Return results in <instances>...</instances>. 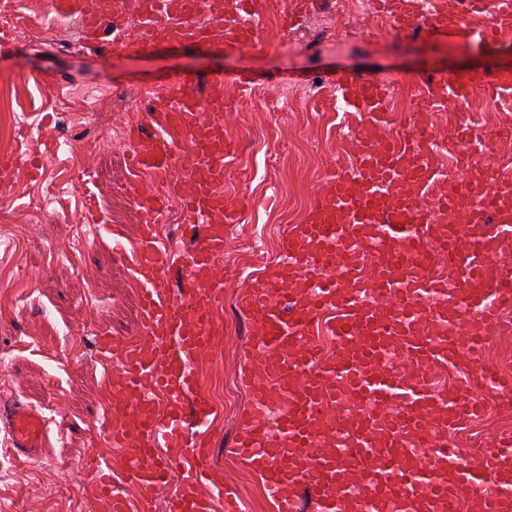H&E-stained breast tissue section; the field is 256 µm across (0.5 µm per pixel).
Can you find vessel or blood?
<instances>
[{"instance_id": "1", "label": "vessel or blood", "mask_w": 512, "mask_h": 512, "mask_svg": "<svg viewBox=\"0 0 512 512\" xmlns=\"http://www.w3.org/2000/svg\"><path fill=\"white\" fill-rule=\"evenodd\" d=\"M131 3L144 50L260 43L259 0H237L235 19L214 15L203 27H176L168 18L203 8L205 0ZM382 3L403 30L461 27L452 0ZM470 5L488 15L475 39L490 42L512 31V0ZM50 6L78 19L84 44L125 49L112 0ZM336 83L356 111L348 135L355 163L332 168L306 220L280 236L275 259L239 298L250 317L253 379L233 450L257 469L275 512H512V437L466 460L453 449L451 433L486 394L502 395L512 409V374L495 373L481 358L486 340L512 313V270L501 265L503 247L512 245V200L505 197L512 168L490 152L470 153V123L462 121V176L447 200H437L431 128L440 98L414 113L403 132L389 134L381 82L340 76ZM204 84L201 94L197 82L171 81L168 108L151 116L153 132L128 128L127 191L141 235L126 260L136 274L141 320L134 335L96 336L109 391L99 420L108 450L89 454L84 468L105 512H146L173 473L178 487L166 512H245L239 493L214 476L206 448L213 409L198 379L224 298V277L215 271L224 227L241 219L221 189L224 160L237 151L224 130V102L248 81L211 74ZM437 86L466 104L478 91L511 90L512 70L443 74ZM187 139L194 142L191 161L180 149ZM40 167L20 146L1 147L0 188L35 178ZM173 193L198 227L175 258L157 234ZM318 327L336 338L330 356L314 341ZM396 345L420 366L418 377L382 362V349ZM438 366L456 372L451 392L431 390L429 371ZM342 399L372 412L336 414ZM0 425L17 453L33 460L50 421L15 402L0 404ZM329 435L346 438L347 451L325 448Z\"/></svg>"}]
</instances>
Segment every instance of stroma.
Listing matches in <instances>:
<instances>
[{
  "label": "stroma",
  "instance_id": "stroma-1",
  "mask_svg": "<svg viewBox=\"0 0 512 512\" xmlns=\"http://www.w3.org/2000/svg\"><path fill=\"white\" fill-rule=\"evenodd\" d=\"M317 2L315 13L290 29L264 9L263 42L250 50L90 51L57 40L51 30L37 44L0 46V107L14 114L8 137L45 161L40 180L19 179L18 192L7 193L10 219L0 223V239L11 243L0 248V397L36 406L63 427L50 432L41 457L31 462L13 455L0 429V468L19 475L18 482H0V512L19 502L25 512H102L83 472L85 453L98 445L104 403L95 334L130 336L139 327V291L119 254L137 243L141 226L127 192L126 153H100L94 143L118 121H140V113L120 105L131 88L214 72L246 76L249 85L227 101L224 114L238 145L226 167L224 196L241 207L242 218L224 230V351L206 377L220 379L234 401L217 408L209 448L217 478L240 492L247 512H273L258 472L230 452L251 385L245 359L250 321L237 298L274 257L278 236L306 219L331 157L340 153L336 133L348 131L351 119L336 75L377 76L395 110L411 95H429L436 75L512 69V37L466 46L440 33L407 37L390 23L374 35L364 17L351 15L341 18L332 39L319 18L335 0ZM38 72L73 74L83 87L48 97L30 79ZM287 84L302 89L305 108L279 119L265 103ZM103 100L108 111H94ZM332 101L337 111L330 114ZM58 140L85 150L74 158L48 154L47 145ZM47 191L59 196L52 221L29 206L30 196ZM250 237L262 239L267 251L248 277L239 273L246 257L236 242ZM32 266L40 269L38 286L15 287L14 278ZM62 470L75 478L60 490Z\"/></svg>",
  "mask_w": 512,
  "mask_h": 512
}]
</instances>
